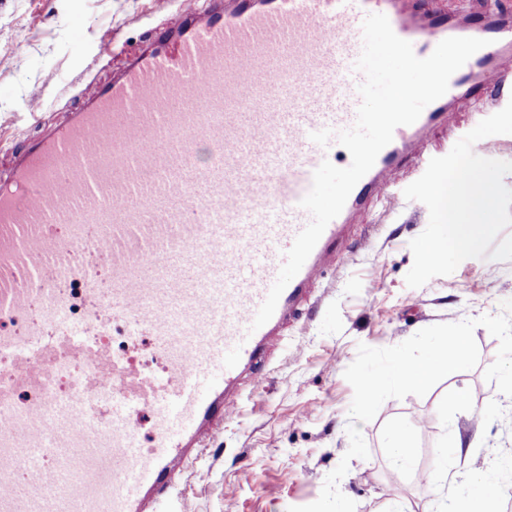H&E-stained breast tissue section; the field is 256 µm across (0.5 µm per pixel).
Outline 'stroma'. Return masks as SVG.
Here are the masks:
<instances>
[{"instance_id":"stroma-1","label":"stroma","mask_w":512,"mask_h":512,"mask_svg":"<svg viewBox=\"0 0 512 512\" xmlns=\"http://www.w3.org/2000/svg\"><path fill=\"white\" fill-rule=\"evenodd\" d=\"M176 0H0V156L21 150L40 125L81 102L89 80L107 81L131 53L148 47ZM503 102L462 103L455 126L437 132L425 158L409 165L410 185L428 161L450 152ZM402 190L371 203L346 233L340 255L315 284L297 321L283 326L262 363L261 381L244 377L233 414L189 462L159 512H287L318 499L349 447L354 391L345 379L359 345L392 347L419 330L498 315L512 299V260L470 258L445 276L408 287L409 247L429 221L427 207ZM479 362L450 374L425 396L388 399L361 424L368 458H355L338 484L355 512H436L442 490L428 482L440 447L460 439L464 452L449 482L472 468L488 472L500 512H512V398L484 377L499 342L474 330ZM465 405H452L456 388ZM399 426L414 438L413 470L397 468L385 435Z\"/></svg>"}]
</instances>
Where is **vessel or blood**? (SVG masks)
Instances as JSON below:
<instances>
[{
	"mask_svg": "<svg viewBox=\"0 0 512 512\" xmlns=\"http://www.w3.org/2000/svg\"><path fill=\"white\" fill-rule=\"evenodd\" d=\"M417 57L486 40L393 140L325 228L271 319L252 323L301 199L356 122L362 23ZM133 56L0 172V512H150L231 414L372 197L455 104L512 92V14L464 21L417 0H180ZM210 158L199 162L198 145ZM151 337L159 370L100 343ZM149 412L151 447L131 423Z\"/></svg>",
	"mask_w": 512,
	"mask_h": 512,
	"instance_id": "vessel-or-blood-1",
	"label": "vessel or blood"
}]
</instances>
